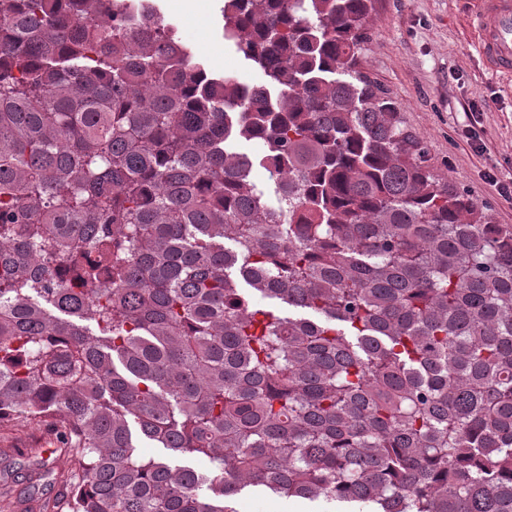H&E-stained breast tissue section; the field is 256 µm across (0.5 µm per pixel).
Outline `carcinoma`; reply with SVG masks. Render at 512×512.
I'll list each match as a JSON object with an SVG mask.
<instances>
[{
    "mask_svg": "<svg viewBox=\"0 0 512 512\" xmlns=\"http://www.w3.org/2000/svg\"><path fill=\"white\" fill-rule=\"evenodd\" d=\"M101 2L0 8V424L64 429L52 508L512 512V225L356 70L372 0H224L256 88ZM237 151L246 154L250 157L254 166L251 173L252 181L261 189L265 190L266 198L270 202L275 201L274 185L268 179L265 169L259 164V157L261 156V146L254 141L241 140L237 143ZM140 447V451L144 456L164 457L167 458L172 465H190L199 470H207L211 466L208 459L204 457H171L164 448H157L159 447L157 444L149 441L142 442Z\"/></svg>",
    "mask_w": 512,
    "mask_h": 512,
    "instance_id": "carcinoma-1",
    "label": "carcinoma"
}]
</instances>
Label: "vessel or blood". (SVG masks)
<instances>
[{
    "label": "vessel or blood",
    "mask_w": 512,
    "mask_h": 512,
    "mask_svg": "<svg viewBox=\"0 0 512 512\" xmlns=\"http://www.w3.org/2000/svg\"><path fill=\"white\" fill-rule=\"evenodd\" d=\"M477 47L493 69L512 74V0H477Z\"/></svg>",
    "instance_id": "obj_1"
}]
</instances>
